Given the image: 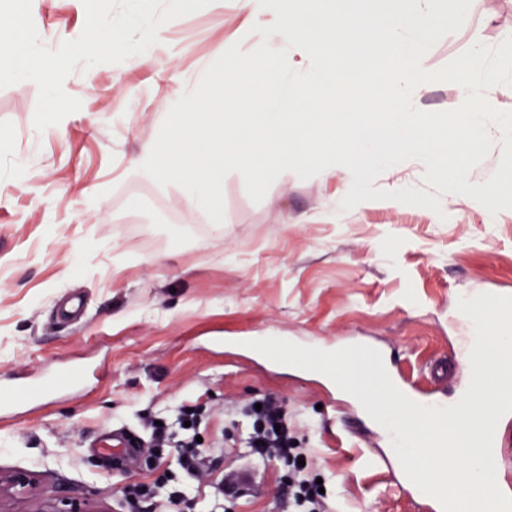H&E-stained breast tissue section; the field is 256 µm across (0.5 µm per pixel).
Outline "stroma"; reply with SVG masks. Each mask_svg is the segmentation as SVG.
Listing matches in <instances>:
<instances>
[{
	"mask_svg": "<svg viewBox=\"0 0 512 512\" xmlns=\"http://www.w3.org/2000/svg\"><path fill=\"white\" fill-rule=\"evenodd\" d=\"M43 43L76 39L83 0H32ZM253 25L243 0H212L172 20L130 67L95 65L68 78L82 107L36 131L29 80L0 88V382L80 363L95 375L78 391L25 403L0 421V468L36 472L45 490L119 502L128 485L176 470L104 463L93 448L107 428L144 433L146 416L180 403L211 407L205 443L244 430L245 405L279 395L301 447L339 512H415L391 470L365 464L381 453L374 425L326 376L282 364L236 343L278 336L320 349L361 341L386 350L403 375L428 385L447 361L441 396L469 376L456 356L457 301L483 288L512 292V210L490 224L458 198L442 213L375 200L332 213L336 176L278 177L253 202L239 173L222 186L215 230L180 186L131 176L154 143L169 103L193 89L225 47ZM512 36V0H472L463 27L440 38L423 66L433 72L472 41ZM80 294L84 316L58 310ZM283 473L258 467L234 512H271Z\"/></svg>",
	"mask_w": 512,
	"mask_h": 512,
	"instance_id": "obj_1",
	"label": "stroma"
}]
</instances>
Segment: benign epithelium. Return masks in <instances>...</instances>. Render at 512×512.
Listing matches in <instances>:
<instances>
[{
    "instance_id": "benign-epithelium-1",
    "label": "benign epithelium",
    "mask_w": 512,
    "mask_h": 512,
    "mask_svg": "<svg viewBox=\"0 0 512 512\" xmlns=\"http://www.w3.org/2000/svg\"><path fill=\"white\" fill-rule=\"evenodd\" d=\"M0 512H112V505L92 494H48L36 474L0 470Z\"/></svg>"
}]
</instances>
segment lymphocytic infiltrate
Here are the masks:
<instances>
[{
    "label": "lymphocytic infiltrate",
    "instance_id": "f902f5d3",
    "mask_svg": "<svg viewBox=\"0 0 512 512\" xmlns=\"http://www.w3.org/2000/svg\"><path fill=\"white\" fill-rule=\"evenodd\" d=\"M242 412L252 420L244 439L252 465L274 463L287 473L272 512H333L327 495L319 491L316 473L298 463L306 451L298 446L294 425L282 399L268 394L262 397L260 404L244 406ZM177 420L185 425L179 438L170 426L149 425L143 457L150 464L164 452L175 453L178 473L163 474L153 482L128 486L120 503L123 512H144L143 506L147 503L159 505V512H193L194 501L184 493L181 483L208 472L213 451L196 440L203 420L201 406L180 410ZM251 467L229 464L214 487L216 497L227 501L237 498L253 481Z\"/></svg>",
    "mask_w": 512,
    "mask_h": 512
}]
</instances>
